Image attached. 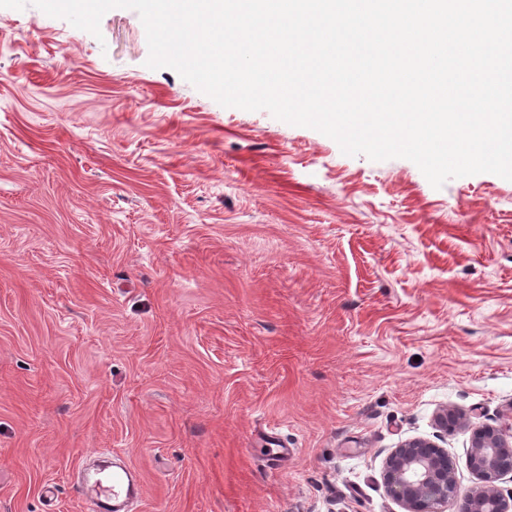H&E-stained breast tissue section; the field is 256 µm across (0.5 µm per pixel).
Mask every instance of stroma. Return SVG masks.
Returning <instances> with one entry per match:
<instances>
[{"label": "stroma", "mask_w": 512, "mask_h": 512, "mask_svg": "<svg viewBox=\"0 0 512 512\" xmlns=\"http://www.w3.org/2000/svg\"><path fill=\"white\" fill-rule=\"evenodd\" d=\"M100 30L0 8V512H86L107 450L132 512H404L417 437L472 489L434 418L512 422V181L433 188ZM140 472L125 463L112 462V476L101 470L80 468L75 491L89 512H128L141 491Z\"/></svg>", "instance_id": "obj_1"}]
</instances>
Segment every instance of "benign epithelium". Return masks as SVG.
I'll return each mask as SVG.
<instances>
[{"mask_svg": "<svg viewBox=\"0 0 512 512\" xmlns=\"http://www.w3.org/2000/svg\"><path fill=\"white\" fill-rule=\"evenodd\" d=\"M436 425L447 434L468 427L454 408L443 410ZM469 465L480 485L462 494L447 449L425 438L408 439L386 457L383 485L405 512H444L448 503L461 501L467 504L463 512H512V492L506 495L498 486L512 474V426L473 428Z\"/></svg>", "mask_w": 512, "mask_h": 512, "instance_id": "1", "label": "benign epithelium"}]
</instances>
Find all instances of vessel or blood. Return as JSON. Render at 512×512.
<instances>
[{
	"instance_id": "vessel-or-blood-1",
	"label": "vessel or blood",
	"mask_w": 512,
	"mask_h": 512,
	"mask_svg": "<svg viewBox=\"0 0 512 512\" xmlns=\"http://www.w3.org/2000/svg\"><path fill=\"white\" fill-rule=\"evenodd\" d=\"M140 472L126 464H113L111 476L83 468L79 471L75 490L87 512H129L141 491Z\"/></svg>"
}]
</instances>
